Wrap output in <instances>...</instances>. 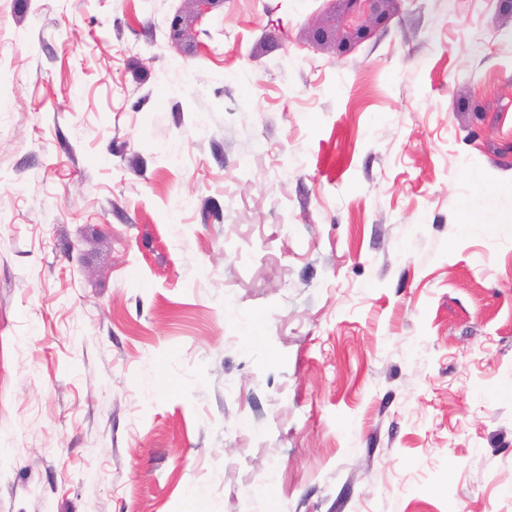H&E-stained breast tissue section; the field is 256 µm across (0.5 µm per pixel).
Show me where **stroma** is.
I'll return each instance as SVG.
<instances>
[{"mask_svg": "<svg viewBox=\"0 0 512 512\" xmlns=\"http://www.w3.org/2000/svg\"><path fill=\"white\" fill-rule=\"evenodd\" d=\"M503 4L0 0V512H512Z\"/></svg>", "mask_w": 512, "mask_h": 512, "instance_id": "1", "label": "stroma"}]
</instances>
